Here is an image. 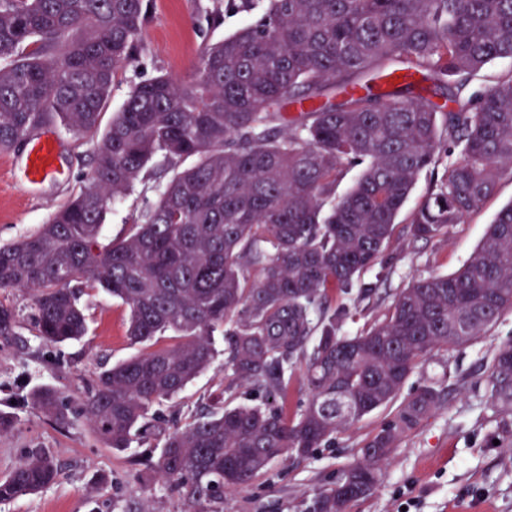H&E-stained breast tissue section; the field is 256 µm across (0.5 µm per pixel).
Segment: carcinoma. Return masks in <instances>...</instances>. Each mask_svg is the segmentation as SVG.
<instances>
[{"mask_svg": "<svg viewBox=\"0 0 512 512\" xmlns=\"http://www.w3.org/2000/svg\"><path fill=\"white\" fill-rule=\"evenodd\" d=\"M145 0H0V152L60 119L95 140L87 183L35 233L0 246V290L29 295L45 345L85 335L81 294L101 290L129 309L127 336L177 342L100 370L81 412L99 444L147 447L151 476L184 512H224V494L253 484L281 456L306 458L364 416L399 402L356 464L320 490L312 512H348L372 493L402 437L440 403L432 386L398 400L435 350L486 335L512 313V204L467 262L412 281L383 317L354 336L329 294L350 293L380 263L419 174L459 148L409 225L415 240L445 236L512 171V70L483 93L471 76L512 60V0H268L260 17L206 46L193 79L136 84L104 132L101 114L120 70L136 57ZM398 71L443 83L448 108L411 89L376 92ZM193 164L180 168L186 159ZM360 168L336 196L343 171ZM171 174L125 234L99 245L112 203L145 176ZM0 302V339L17 335ZM224 333V380L259 404L203 409L156 424L213 361ZM309 397L288 414V383ZM512 417V344L487 376ZM34 408L64 423L67 397L50 386ZM57 475L32 449L0 479V502L33 495Z\"/></svg>", "mask_w": 512, "mask_h": 512, "instance_id": "obj_1", "label": "carcinoma"}]
</instances>
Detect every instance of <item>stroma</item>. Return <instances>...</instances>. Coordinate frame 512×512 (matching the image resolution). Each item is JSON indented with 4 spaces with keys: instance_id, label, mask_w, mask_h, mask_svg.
I'll return each instance as SVG.
<instances>
[{
    "instance_id": "stroma-1",
    "label": "stroma",
    "mask_w": 512,
    "mask_h": 512,
    "mask_svg": "<svg viewBox=\"0 0 512 512\" xmlns=\"http://www.w3.org/2000/svg\"><path fill=\"white\" fill-rule=\"evenodd\" d=\"M258 11H229L225 0H150L148 20L133 65L119 72L109 109L101 116L109 124L130 88L160 74L187 82L205 45L220 41ZM56 143L58 176L36 183L25 172L27 148L0 153V245L13 243L38 230L53 210L84 186L91 169L93 145L62 124L45 127ZM443 167L422 172L413 193L396 220L394 239L383 255V266L366 271L360 288L375 295L360 300L358 291L347 304L363 310L346 320L343 334L352 335L368 321L382 316L395 295L412 280L432 274H452L470 257L488 224L512 203V174H502L495 193L460 224L450 225L445 237L413 240L407 230L422 198L440 180ZM156 181L137 184L117 199L107 213L99 242L108 244L126 232L132 213L155 201ZM0 302L18 315V335L0 343V412L18 419L16 429L0 434V478L25 451L38 448L54 456L58 474L37 494L0 503V512H85L87 497H95L99 512H181L177 492L149 481L144 450L139 444L116 451L100 447L82 418L62 424L40 413L23 397L50 385L69 395L83 394L101 367L134 357L142 345L126 337L128 310L101 292L82 297L88 332L81 340L46 346L32 324L30 298L11 289L0 290ZM512 342V314L503 316L492 331L472 343L435 351L415 370L401 395L409 397L423 386L435 387L442 405L403 438L382 469L372 494L354 502L350 512H512V448H499L501 417L490 399L487 375L495 349ZM224 358L187 385L175 400L163 403L164 416L186 420L218 396L236 404L258 402L259 394L242 386L223 391ZM381 408L351 429L337 433L331 446L316 449L306 459L282 457L270 464L253 485L224 496V512H311L316 494L335 483L358 461L366 436L390 419Z\"/></svg>"
}]
</instances>
